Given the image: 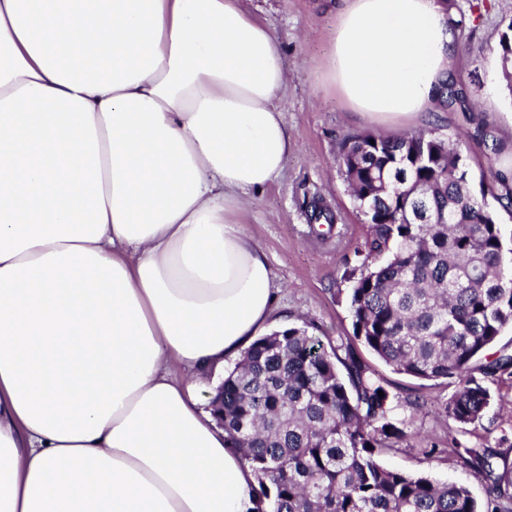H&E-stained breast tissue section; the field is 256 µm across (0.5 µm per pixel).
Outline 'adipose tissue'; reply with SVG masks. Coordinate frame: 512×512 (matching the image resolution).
I'll return each mask as SVG.
<instances>
[{
    "label": "adipose tissue",
    "instance_id": "adipose-tissue-1",
    "mask_svg": "<svg viewBox=\"0 0 512 512\" xmlns=\"http://www.w3.org/2000/svg\"><path fill=\"white\" fill-rule=\"evenodd\" d=\"M459 47L444 0H339L331 74L391 124ZM287 83L243 0H0V512H254L203 379L271 326L238 216Z\"/></svg>",
    "mask_w": 512,
    "mask_h": 512
}]
</instances>
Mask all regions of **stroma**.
<instances>
[{
	"instance_id": "35a3bbf8",
	"label": "stroma",
	"mask_w": 512,
	"mask_h": 512,
	"mask_svg": "<svg viewBox=\"0 0 512 512\" xmlns=\"http://www.w3.org/2000/svg\"><path fill=\"white\" fill-rule=\"evenodd\" d=\"M446 2L451 14L466 17L456 79L478 106L479 119L498 141L511 145L512 95L505 89L496 46L501 20L512 18V0ZM247 7L274 30L283 45L288 85L280 107L296 147L279 179L256 195L241 221L273 271L274 324L309 321L324 343L347 344L354 336L341 276L365 226L338 173L342 136L432 130L454 137L467 130L468 117L439 106L407 125L379 127L350 110L329 80L336 29L333 0H247ZM316 197L330 211L340 213L348 229L342 241L323 243L312 237L309 203ZM369 363L395 397L398 416L407 421L406 440L383 453V465L465 485L481 503L486 500L484 482L474 466L458 457V449L488 451L498 473L512 476V380L492 385L491 404L481 423L463 432L436 410L437 401L449 399L455 385L415 379L374 357ZM410 399L418 400L417 408L407 407Z\"/></svg>"
}]
</instances>
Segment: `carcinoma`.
Instances as JSON below:
<instances>
[{
	"mask_svg": "<svg viewBox=\"0 0 512 512\" xmlns=\"http://www.w3.org/2000/svg\"><path fill=\"white\" fill-rule=\"evenodd\" d=\"M496 52L512 94V20ZM442 100L472 111L455 81ZM470 138L501 151L482 124ZM460 147L431 130L348 133L338 165L367 225L344 277L354 336L400 373L458 380L440 412L464 429L483 419L489 384L512 377L506 352L472 368L512 327V261L504 259L496 217V207H512V174L493 172L500 191L484 182L475 194ZM311 218L327 226L316 225L317 239L345 235L317 200ZM309 328L259 337L221 384L218 422L255 475L257 512H512V481L473 448L455 452L477 460L485 511L464 485L384 467L380 455L406 437L394 397L355 347L328 349Z\"/></svg>",
	"mask_w": 512,
	"mask_h": 512,
	"instance_id": "cac0c4a2",
	"label": "carcinoma"
}]
</instances>
